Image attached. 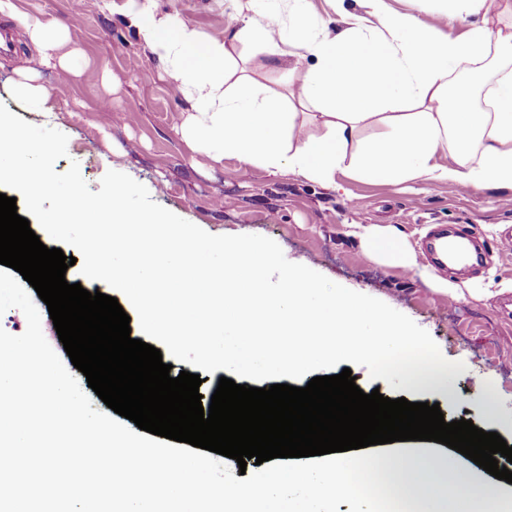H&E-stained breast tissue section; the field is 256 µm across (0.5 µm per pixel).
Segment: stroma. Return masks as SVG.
Instances as JSON below:
<instances>
[{
  "instance_id": "stroma-1",
  "label": "stroma",
  "mask_w": 512,
  "mask_h": 512,
  "mask_svg": "<svg viewBox=\"0 0 512 512\" xmlns=\"http://www.w3.org/2000/svg\"><path fill=\"white\" fill-rule=\"evenodd\" d=\"M11 10L55 21L78 33L80 51L69 71L41 66L36 49L19 25L10 33L13 52H0V103L25 121L67 135V155L55 164L66 172L78 163L91 190L107 171L129 175L144 185L157 204L213 235L257 234L274 240L287 260L305 265L331 281L375 297L412 319L437 343L442 356L463 363L451 375V395L436 398L445 421H473L496 432L512 447V254L496 251L499 235L512 227V191L466 189L448 182L417 180L371 183L337 174L323 185L291 174L244 165L233 157L217 162L191 151L178 129L186 104L170 98L160 63L138 41L121 14L124 0H10ZM292 0H153L160 14H173L203 34L229 42V50L258 90L287 94V64L233 36L241 26L240 8L287 20ZM436 37L456 36L476 15L457 19L432 0H387ZM19 68L39 72L42 110L30 109L12 92ZM115 83H108L107 75ZM398 228L429 267L423 241L440 224H457L478 236L490 253L485 268L431 272L371 260L353 236L355 225ZM460 286L450 299L434 287L436 277ZM484 390H477V383ZM495 404L496 419H479L480 402Z\"/></svg>"
}]
</instances>
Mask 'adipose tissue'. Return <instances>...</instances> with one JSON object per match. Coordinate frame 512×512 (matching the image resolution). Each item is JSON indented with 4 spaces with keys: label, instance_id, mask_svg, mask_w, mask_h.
Listing matches in <instances>:
<instances>
[{
    "label": "adipose tissue",
    "instance_id": "adipose-tissue-1",
    "mask_svg": "<svg viewBox=\"0 0 512 512\" xmlns=\"http://www.w3.org/2000/svg\"><path fill=\"white\" fill-rule=\"evenodd\" d=\"M367 3L378 23L375 37L363 36L356 17L331 35L310 23L304 5L289 29L274 17L243 16L240 38L282 58H314L286 101L260 94L223 41L179 17L157 15L144 0H127L123 16L186 102L179 133L191 150L323 184L342 170L369 181L425 179L512 191V26L485 21L439 40L412 18L391 13L385 0ZM15 18L42 62L67 70L70 53L79 50L76 35L24 13ZM463 64L489 73L484 106H473L466 94L449 104L452 75ZM302 109L317 111L322 134L294 136ZM371 120L383 123L384 133L358 140ZM360 239L372 257L417 265L396 229L369 227Z\"/></svg>",
    "mask_w": 512,
    "mask_h": 512
}]
</instances>
